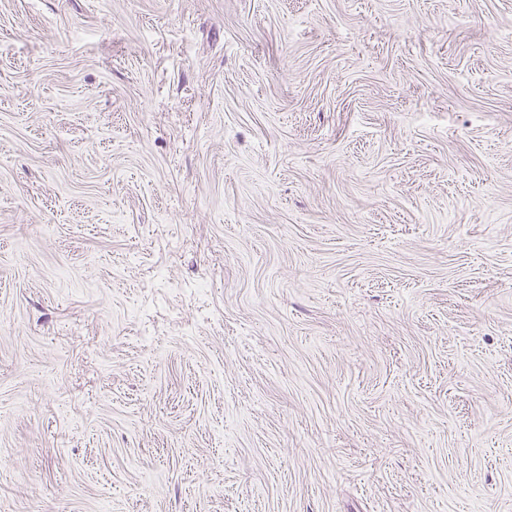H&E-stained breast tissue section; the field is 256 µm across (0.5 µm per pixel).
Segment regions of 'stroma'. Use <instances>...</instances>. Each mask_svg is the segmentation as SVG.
Masks as SVG:
<instances>
[{
  "mask_svg": "<svg viewBox=\"0 0 512 512\" xmlns=\"http://www.w3.org/2000/svg\"><path fill=\"white\" fill-rule=\"evenodd\" d=\"M0 512H512V0H0Z\"/></svg>",
  "mask_w": 512,
  "mask_h": 512,
  "instance_id": "1",
  "label": "stroma"
}]
</instances>
